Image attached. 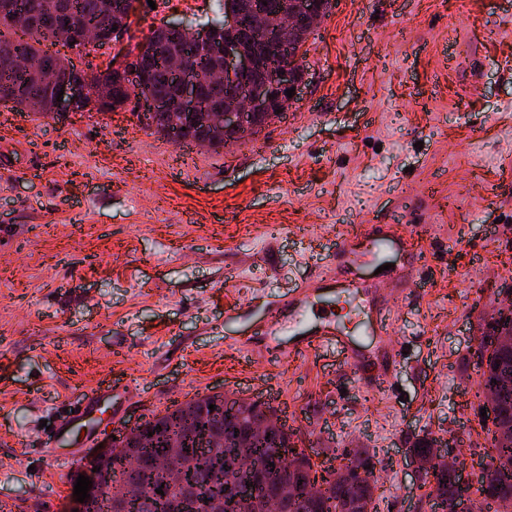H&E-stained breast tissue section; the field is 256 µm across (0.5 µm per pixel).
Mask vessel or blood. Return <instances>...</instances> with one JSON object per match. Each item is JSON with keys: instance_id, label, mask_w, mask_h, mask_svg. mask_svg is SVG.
Returning a JSON list of instances; mask_svg holds the SVG:
<instances>
[{"instance_id": "vessel-or-blood-1", "label": "vessel or blood", "mask_w": 512, "mask_h": 512, "mask_svg": "<svg viewBox=\"0 0 512 512\" xmlns=\"http://www.w3.org/2000/svg\"><path fill=\"white\" fill-rule=\"evenodd\" d=\"M324 282V274L318 272L309 282L293 289L286 303L287 320L260 327L257 331L260 345L278 349L283 358L336 350L347 366L358 370V379L367 390H380L399 357V349L390 336L392 308L380 298L375 285L352 281L342 289L345 302L360 301L367 310L366 333L371 340L361 342L347 331L339 312L317 307ZM283 336L288 339L284 348L278 345ZM124 391V384L109 379L100 381L83 391L71 412L60 417L57 430L69 435L87 427L97 412L117 401Z\"/></svg>"}]
</instances>
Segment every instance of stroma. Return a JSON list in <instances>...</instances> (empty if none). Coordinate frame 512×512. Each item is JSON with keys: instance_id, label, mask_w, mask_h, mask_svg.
Returning a JSON list of instances; mask_svg holds the SVG:
<instances>
[{"instance_id": "obj_1", "label": "stroma", "mask_w": 512, "mask_h": 512, "mask_svg": "<svg viewBox=\"0 0 512 512\" xmlns=\"http://www.w3.org/2000/svg\"><path fill=\"white\" fill-rule=\"evenodd\" d=\"M224 0H134L130 33L224 18ZM297 104L230 148L174 144L139 106L53 120L0 111V495L65 512L75 474L43 422L104 378L124 425L223 392L288 407L331 462L368 449L385 512H430L406 456L453 439L479 476L492 453L472 396L474 341L512 289V0H334L307 42ZM427 270L407 299L400 227ZM395 236L376 265L340 270L342 238ZM388 292L402 351L372 395L336 352L287 360L242 343L315 272Z\"/></svg>"}]
</instances>
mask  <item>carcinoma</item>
<instances>
[{
    "label": "carcinoma",
    "mask_w": 512,
    "mask_h": 512,
    "mask_svg": "<svg viewBox=\"0 0 512 512\" xmlns=\"http://www.w3.org/2000/svg\"><path fill=\"white\" fill-rule=\"evenodd\" d=\"M13 12L0 16V100L10 104V109L27 111L32 105L38 106L42 115H50L52 96L44 83L40 69L30 65H20L16 59L30 60L45 54L41 43L52 37L58 28L76 16L87 28H96L104 21L102 0H12ZM244 49L250 50L267 38V32L246 22L239 35ZM145 42L154 46L151 80L140 90L132 93L124 82L112 76L111 72L92 70L86 73L88 87L92 88L100 80H105L112 88V109L116 110L128 103L131 96L176 95L174 81L170 79L168 62L195 51V45L185 35L165 32L162 28L153 30ZM223 67V57L219 51L204 52L199 57V72L202 75L200 101L195 112L192 133L197 135L209 117L211 107L224 101L228 88L222 81L208 80L209 73ZM177 108L170 107L154 112L146 118L145 127L154 133L168 137L167 128L172 121L171 113ZM512 375V344L503 346L497 360L482 369L479 386L488 385L503 375ZM215 405V411L208 409ZM224 400L205 395L185 403V408L166 409L152 414L145 420L149 431L155 435L153 443L135 450V458L128 459L122 449L114 448L117 460L134 468L133 478L142 489L141 495L130 499L126 512H164L171 504L179 507V512H199L200 506L188 498L186 487L196 486L201 494L214 502L216 512H256L260 503L243 504L239 501L224 500V468L233 457H246L252 460L254 469L239 474L243 487L251 483L259 486L258 496L277 495L285 485L297 487L294 499L288 503V512H358L359 501L368 494V487L358 479L355 470L363 463L372 460L364 448L355 450L356 461L348 475L325 482L321 496L308 499L300 485L316 479V469L310 456L288 459L284 453L293 448L292 435L284 430L270 441H260L250 434L251 424L265 417L264 410L252 406L231 419L224 417ZM497 441L496 471L486 483L487 503L497 506V512H512V384L503 382V394L497 415L494 417ZM195 431L193 438L183 444L185 471L184 482L164 481L155 466L173 440L183 439L186 432ZM162 489L164 495L156 493ZM436 496L442 498L447 507H457L462 493L448 474V468L441 467L434 488Z\"/></svg>",
    "instance_id": "cac0c4a2"
}]
</instances>
